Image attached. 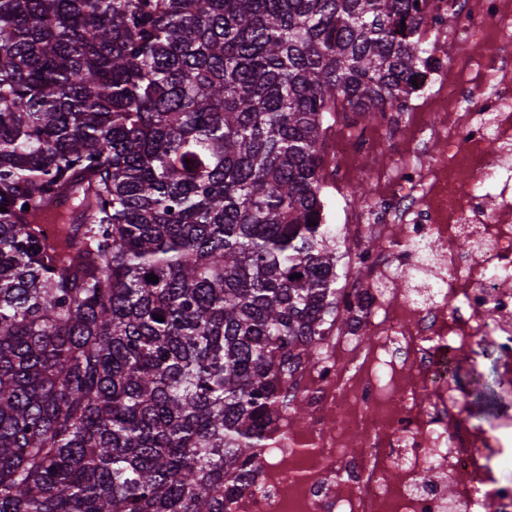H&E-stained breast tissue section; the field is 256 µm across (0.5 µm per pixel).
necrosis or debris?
<instances>
[{
	"label": "necrosis or debris",
	"mask_w": 512,
	"mask_h": 512,
	"mask_svg": "<svg viewBox=\"0 0 512 512\" xmlns=\"http://www.w3.org/2000/svg\"><path fill=\"white\" fill-rule=\"evenodd\" d=\"M433 15L442 42L477 36L486 55L431 62L416 78L422 111L334 142L346 169L359 153L377 161L374 201L347 227L352 308L289 381L305 420L270 432L271 460L230 512H512V422L473 423L463 366L490 345L512 384V0H436ZM409 122L440 150L389 152ZM370 237L387 248L365 252Z\"/></svg>",
	"instance_id": "obj_1"
}]
</instances>
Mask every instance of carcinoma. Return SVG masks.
<instances>
[{
	"instance_id": "cac0c4a2",
	"label": "carcinoma",
	"mask_w": 512,
	"mask_h": 512,
	"mask_svg": "<svg viewBox=\"0 0 512 512\" xmlns=\"http://www.w3.org/2000/svg\"><path fill=\"white\" fill-rule=\"evenodd\" d=\"M427 2L0 0V512H224L262 468L344 301L327 123L404 111Z\"/></svg>"
}]
</instances>
